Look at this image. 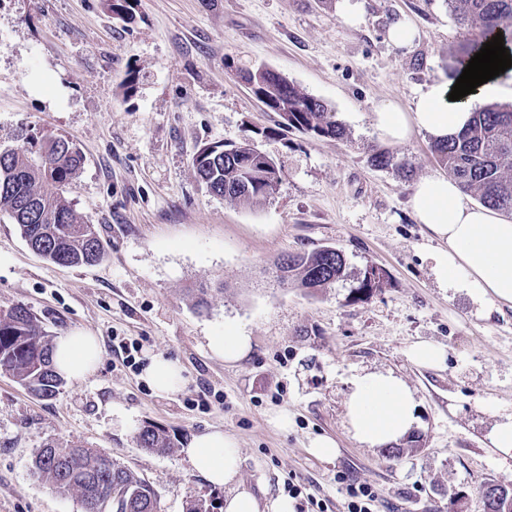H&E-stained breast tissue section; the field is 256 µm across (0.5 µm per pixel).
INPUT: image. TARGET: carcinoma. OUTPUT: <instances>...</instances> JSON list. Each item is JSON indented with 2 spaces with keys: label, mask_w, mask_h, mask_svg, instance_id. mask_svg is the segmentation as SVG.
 <instances>
[{
  "label": "carcinoma",
  "mask_w": 512,
  "mask_h": 512,
  "mask_svg": "<svg viewBox=\"0 0 512 512\" xmlns=\"http://www.w3.org/2000/svg\"><path fill=\"white\" fill-rule=\"evenodd\" d=\"M459 24L462 42L453 59L457 69L490 41L495 27L512 40V0H446ZM266 81L259 99L282 118L280 129H294L324 138H346L345 126L324 101L303 93L278 71L262 68ZM431 151L460 189L479 202L512 214V102L492 103L473 112L468 127ZM83 156L69 139L54 133L30 134L19 148L0 149V212L18 224L27 244L46 259L64 266L98 262L104 247L94 226L78 216L65 196L77 177ZM193 165L208 191L227 200L261 204L276 194L281 169L272 159L256 155L250 141L228 150L197 153ZM56 191L49 193L45 186ZM275 271L304 288H329L346 277L344 254L333 247L288 254ZM386 273L363 276L358 293L383 288ZM52 336L26 307L0 311V370L9 373L33 395L48 398L65 383L52 367ZM138 447L166 452L175 447L166 431L142 427ZM32 470L61 496L81 502L96 497V512H158L153 487L126 466L75 444H48L37 450ZM484 512H512V490L488 483L482 491Z\"/></svg>",
  "instance_id": "cac0c4a2"
}]
</instances>
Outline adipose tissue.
<instances>
[{"instance_id": "adipose-tissue-1", "label": "adipose tissue", "mask_w": 512, "mask_h": 512, "mask_svg": "<svg viewBox=\"0 0 512 512\" xmlns=\"http://www.w3.org/2000/svg\"><path fill=\"white\" fill-rule=\"evenodd\" d=\"M456 75L439 76L415 98L410 111L383 105L372 114L375 128L391 143L405 142L413 131L439 141L465 129L477 103L512 96L506 75L478 86L460 100L448 95ZM408 203L424 224L434 246L430 258L439 287L467 289L487 308L512 306V218L470 203L457 183L445 174L419 179ZM101 355L97 337L65 333L54 341L53 362L64 378L82 380L94 373ZM143 377L160 395L176 392L182 383L178 362L165 354L150 356ZM349 433L361 445L382 448L407 436L417 424L412 390L390 372H368L355 377L345 404ZM182 453L193 471L215 488L233 485L224 512H294L290 500L279 498L269 506L250 489L237 485L240 457L237 442L213 430L193 438Z\"/></svg>"}]
</instances>
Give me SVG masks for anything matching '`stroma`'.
Returning a JSON list of instances; mask_svg holds the SVG:
<instances>
[{
	"label": "stroma",
	"instance_id": "1",
	"mask_svg": "<svg viewBox=\"0 0 512 512\" xmlns=\"http://www.w3.org/2000/svg\"><path fill=\"white\" fill-rule=\"evenodd\" d=\"M400 21L416 31L411 47L388 38ZM458 35L445 0H132L122 15L112 0H0V148L25 133L70 139L84 165L68 198L104 245L96 264L62 266L0 212V309L26 306L50 335L102 345L97 371L48 399L0 371V512H83L31 471L50 442L110 455L155 489L159 512L223 502L180 453L212 429L237 439L246 486L269 500L300 487L297 512H343L342 472L371 485L382 512H483L485 482L512 489V456L489 440L512 413V307L484 311L435 283L408 206L415 180L441 171L431 137L393 145L394 166L370 162L383 142L375 109L409 111L448 73ZM258 66L327 102L347 140L279 130V114L235 77ZM245 139L282 169L260 205L210 194L192 164L204 146ZM324 246L343 251L346 280L311 293L271 277L281 256ZM371 265L388 282L355 298ZM228 321L253 338L233 364L208 349ZM419 342L443 349L442 364L415 363ZM157 352L184 368L177 394L156 395L141 377ZM371 371L414 392L418 443L391 453L348 433L351 382ZM146 425L175 449L139 448ZM320 436L336 441L335 456L313 452Z\"/></svg>",
	"mask_w": 512,
	"mask_h": 512
}]
</instances>
